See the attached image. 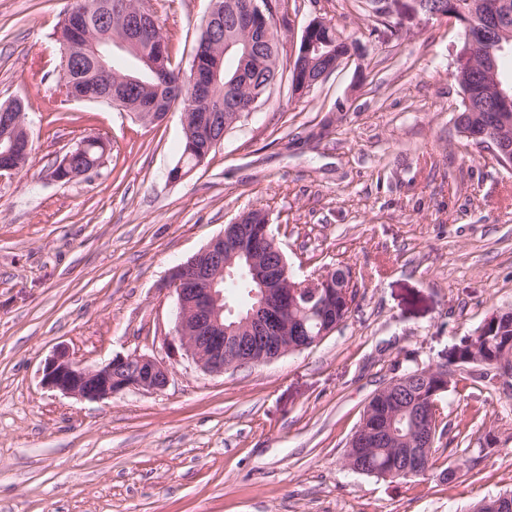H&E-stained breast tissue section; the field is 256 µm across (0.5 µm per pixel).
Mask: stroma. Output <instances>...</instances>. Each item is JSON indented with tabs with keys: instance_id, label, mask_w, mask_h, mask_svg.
I'll list each match as a JSON object with an SVG mask.
<instances>
[{
	"instance_id": "35a3bbf8",
	"label": "stroma",
	"mask_w": 512,
	"mask_h": 512,
	"mask_svg": "<svg viewBox=\"0 0 512 512\" xmlns=\"http://www.w3.org/2000/svg\"><path fill=\"white\" fill-rule=\"evenodd\" d=\"M190 56L209 0H152ZM67 0H0V104L27 95L28 164L0 179V512H470L512 491V395L451 349L512 309V170L457 129L460 29L395 41L362 0H291L281 64L314 17L366 47L303 96L276 85L205 164L172 182L182 108L145 123L59 108L52 33ZM93 173H51L86 136ZM249 209L296 279L349 270L345 321L318 344L221 375L173 355L171 268ZM59 348L95 367L146 353L168 386L88 401L46 388ZM450 366L435 445L449 480L367 476L344 457L392 378ZM106 150L107 144L101 138L96 136L84 137L75 148L63 156L58 164L62 165L67 154L72 152H79L76 159L82 163L90 164L103 159Z\"/></svg>"
}]
</instances>
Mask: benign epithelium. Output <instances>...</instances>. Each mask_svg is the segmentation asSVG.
Returning <instances> with one entry per match:
<instances>
[{"label":"benign epithelium","instance_id":"benign-epithelium-1","mask_svg":"<svg viewBox=\"0 0 512 512\" xmlns=\"http://www.w3.org/2000/svg\"><path fill=\"white\" fill-rule=\"evenodd\" d=\"M400 17L405 23L419 25L432 18L443 19L440 12L420 14L414 7V0H399ZM237 21L248 27L261 25L270 30L279 25L287 26L292 21L288 13L287 0H247L236 16ZM141 43L153 48L156 53L165 49V44L149 29L142 26L139 18H128V38L120 42L102 41L91 47L88 62L92 72L111 70L112 51L128 52ZM78 47L72 41H64L61 56L65 64L60 89L70 92L69 100L98 101L112 100V82L93 83L85 81L77 65ZM191 93L186 98L185 114L196 109L210 94L216 79L205 80L194 64L190 78ZM0 124L15 126L22 130L23 138L4 139L3 155L10 156L18 150L28 151L30 134L21 109L0 113ZM480 147L502 166L509 165V150L503 146L499 135L482 134ZM251 241L261 245L276 246L270 233V223L244 224L238 216L224 226V232L213 238L199 253L198 257L174 267L169 275L168 287L175 298V320L172 335L179 342L182 355L201 371L221 375L230 368L258 365L280 358L288 353L310 347L304 340L306 334L302 324L287 327L280 322V313L297 303L299 288L311 286L317 280H329L335 270H324L302 283H292L290 269L285 258L277 262L249 263V274L259 285V291L252 292L258 299L253 310L242 324H224V276L240 253L243 243ZM317 310L321 319L329 322L324 334L336 330L335 308L332 303L322 301ZM171 369L165 362L148 354L116 355L108 362L95 368H87L74 362L64 350L55 351L46 359L42 370V384L52 390L80 399L96 401L119 393L137 391H160L170 379ZM408 377L397 376L377 391L369 400L359 425V431L386 440L393 436V423L386 419L382 410L387 400L401 396ZM410 407L428 415L429 424L415 429V435L400 440L401 448L395 477L427 476L430 473L427 449L433 447L436 437L435 425L440 423L439 402L435 395L414 400Z\"/></svg>","mask_w":512,"mask_h":512}]
</instances>
